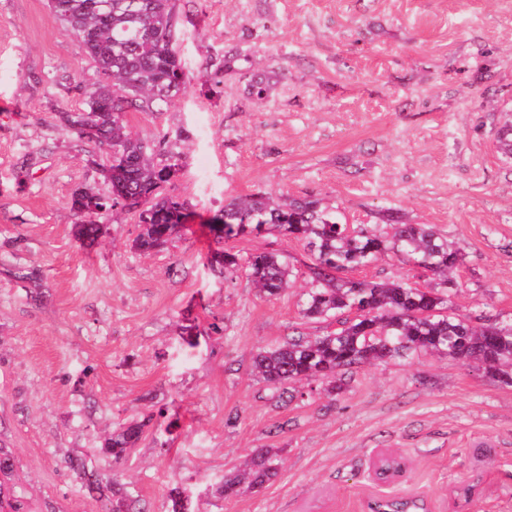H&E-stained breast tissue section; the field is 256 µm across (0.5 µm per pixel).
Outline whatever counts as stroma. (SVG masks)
I'll return each instance as SVG.
<instances>
[{
    "label": "stroma",
    "instance_id": "stroma-1",
    "mask_svg": "<svg viewBox=\"0 0 512 512\" xmlns=\"http://www.w3.org/2000/svg\"><path fill=\"white\" fill-rule=\"evenodd\" d=\"M177 46L193 81L157 112H127L150 142L186 131L167 194L186 226L161 249L134 248L138 217H103L79 240L73 196H109L110 150L60 121L98 83L49 0H0V448L27 512H109L70 460L114 478L144 512H365L384 495L428 512H512V385L433 353L349 370L342 390L300 397L258 381L252 358L334 321L301 315L313 258L290 236L216 242L232 197L312 196L349 224L394 214L457 244L455 311L512 321V0H176ZM230 58L222 83L202 81ZM284 78L262 99L250 76ZM275 251L298 276L266 297L211 254ZM430 274L394 255L346 274ZM150 418L120 462L112 431ZM260 448L276 476L223 496L219 481ZM392 455L404 471L375 478Z\"/></svg>",
    "mask_w": 512,
    "mask_h": 512
}]
</instances>
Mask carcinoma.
Returning a JSON list of instances; mask_svg holds the SVG:
<instances>
[{"mask_svg":"<svg viewBox=\"0 0 512 512\" xmlns=\"http://www.w3.org/2000/svg\"><path fill=\"white\" fill-rule=\"evenodd\" d=\"M50 7L77 39L79 52L89 56L102 79L88 92L87 109L66 114L65 120L82 136L112 150L108 177L112 197L90 191L81 195L95 207L76 225L78 238H96L99 218L112 210L138 213L139 233L134 247L156 250L185 227V203L164 195L169 175L180 157L181 134L159 136L149 147L126 132L123 114L154 112L169 104L190 82L177 52L173 0H50ZM281 74L267 66L254 74L249 94L261 99ZM497 147L512 158V126L497 132ZM168 156L155 161L154 154ZM392 232L340 221L338 213L314 198H292L278 204L261 193L234 198L214 217L217 238L278 233L305 243L314 260L311 288L304 316L334 319L341 328L313 338L298 335L253 357V368L264 383L317 382L333 394L342 389L344 368L372 361H388L418 352L444 354L463 364L475 363L485 373L512 383V323L475 325L471 318L450 313L448 275L461 262V254L448 238L426 224H404L389 216ZM403 257L440 281L417 288L403 279L344 281L337 273L367 267L381 255ZM219 274L240 270L267 297L288 287L293 269L273 252H263L240 263L236 254L213 253ZM150 420L135 421L112 432L104 449L119 461L145 433ZM277 455L270 448L257 450L242 472L221 479L225 495L241 485L261 488L276 474ZM385 512H426L417 499L380 498ZM24 512L0 481V512ZM112 512H137L136 504L121 488L112 487Z\"/></svg>","mask_w":512,"mask_h":512,"instance_id":"1","label":"carcinoma"}]
</instances>
